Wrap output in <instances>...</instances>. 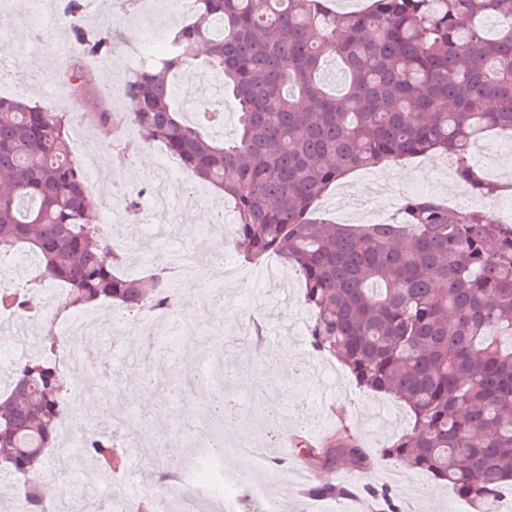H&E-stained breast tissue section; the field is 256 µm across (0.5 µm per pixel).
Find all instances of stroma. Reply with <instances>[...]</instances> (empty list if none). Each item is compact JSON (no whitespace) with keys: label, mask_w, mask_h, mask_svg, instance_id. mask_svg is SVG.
Masks as SVG:
<instances>
[{"label":"stroma","mask_w":512,"mask_h":512,"mask_svg":"<svg viewBox=\"0 0 512 512\" xmlns=\"http://www.w3.org/2000/svg\"><path fill=\"white\" fill-rule=\"evenodd\" d=\"M160 11L159 0H100L97 10L85 12L83 20L88 29L95 30L119 12L124 16V33L136 37ZM0 34L7 42V58L0 64V88L25 87L35 104L64 114L72 130L92 127L98 112L123 108L125 49L90 62L88 86L77 99L62 79L71 58L64 48L70 39L67 27L36 37L23 19L21 0H16L12 9L0 13ZM19 56L29 59L28 68H16L14 60ZM72 146L79 156L87 150L105 155V163L88 175L94 189L117 182L145 184L150 193L169 196L171 203L177 204L196 182L191 173L164 163L167 151L159 143L140 147L130 161L119 159L117 148L98 137L73 141ZM412 193L436 195L458 209L479 210L497 222L502 219L491 198L471 193L458 181L452 159L438 153L352 171L316 201L313 215L333 223L343 215L352 224L367 218L378 224H395L401 219L402 198ZM235 220L232 202L206 189L202 213L179 215L172 236L160 247L165 252L190 251L202 225ZM222 261L239 265L245 279L234 281L223 276L206 285H186L177 292L176 301L178 313L185 317L222 313L223 335H206L195 325L174 342L158 336V385L138 397L132 394L137 386L138 363L128 343L103 354L94 371L83 376L89 388L103 384L109 376L119 377L112 401V433L116 445L135 460L143 487L179 486L186 494L181 503L183 512H251L253 505L266 502V471L280 470L287 478L274 495L282 512H366L368 503L363 494L341 500L311 496L309 480L313 477L321 483L385 482L398 500L413 506L415 512H448L457 501L450 486L428 473L391 468L379 461L380 449L410 428V416L399 403L357 386L346 377L339 360L311 347L306 331L309 313L295 271L274 256L258 264L247 261L230 236L225 239ZM217 354L224 357L225 388L235 389V376H244L249 397L272 398L277 412L249 415L229 428L211 423L199 413L183 418L182 406L198 400L212 381L199 371V363ZM343 426L371 457L368 468H354L344 459L330 466L322 458L309 456L308 447L318 446ZM204 434L222 440L227 447L241 440L267 451L249 481L233 487L232 510H225L220 499L202 501L189 493L195 471L192 458ZM83 439V434L76 433L70 451L57 447L49 450L43 467L56 490L68 493L75 502L88 489L79 472Z\"/></svg>","instance_id":"obj_1"}]
</instances>
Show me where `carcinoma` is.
Wrapping results in <instances>:
<instances>
[{"label":"carcinoma","mask_w":512,"mask_h":512,"mask_svg":"<svg viewBox=\"0 0 512 512\" xmlns=\"http://www.w3.org/2000/svg\"><path fill=\"white\" fill-rule=\"evenodd\" d=\"M331 2L195 0L192 21L124 81L127 120L139 144H163L233 198L234 238L248 260L275 254L297 268L313 348L408 408L410 429L381 460L499 512L512 487V223L424 194L404 197L398 224H328L310 213L349 172L430 152L454 156L472 191L502 192L468 156L483 132L512 130V0H370L351 12ZM82 13V0H66L74 54L64 76L77 98L86 60L112 52L111 33L87 31ZM490 17L501 23L494 35L483 25ZM330 55L348 75L338 95L319 79ZM197 61L237 101L231 141L207 134L224 126L223 103L206 104L192 124L174 106V76ZM0 175V255L38 258L28 287L0 285V309L33 308L29 288L45 280L67 286L64 311L174 308L164 268L121 273L122 246L88 223L99 201L60 113L0 97ZM65 346L48 332L43 355L18 363L0 394V475L18 479L25 512H57L25 474L44 463L69 411L71 383L55 362ZM308 453L369 465L346 432ZM81 454L106 472L123 465L107 433L90 436ZM310 492L351 494L344 485Z\"/></svg>","instance_id":"cac0c4a2"}]
</instances>
